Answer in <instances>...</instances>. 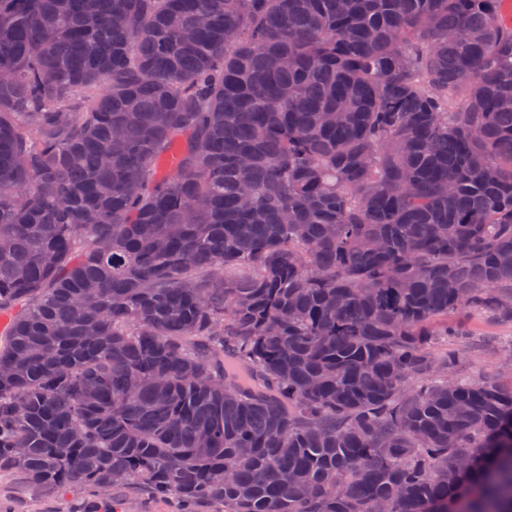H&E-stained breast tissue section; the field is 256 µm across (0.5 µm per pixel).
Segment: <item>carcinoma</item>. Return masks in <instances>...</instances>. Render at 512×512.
<instances>
[{
    "mask_svg": "<svg viewBox=\"0 0 512 512\" xmlns=\"http://www.w3.org/2000/svg\"><path fill=\"white\" fill-rule=\"evenodd\" d=\"M505 2L0 0V473L512 512ZM470 327L474 336L469 342H448V349L465 353L464 372L474 377L498 374L504 383L512 385V371L502 367L505 351L511 345L512 323L491 322L475 314Z\"/></svg>",
    "mask_w": 512,
    "mask_h": 512,
    "instance_id": "carcinoma-1",
    "label": "carcinoma"
}]
</instances>
